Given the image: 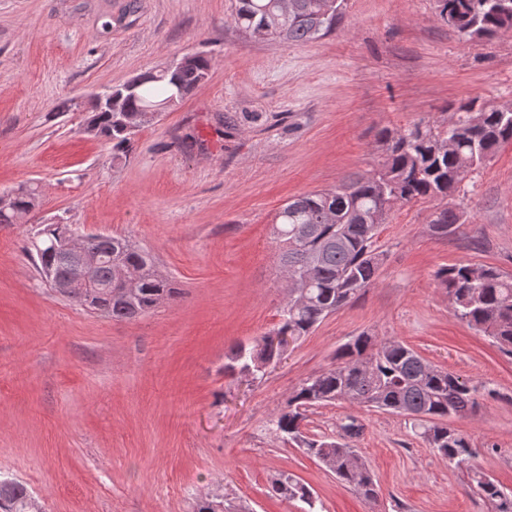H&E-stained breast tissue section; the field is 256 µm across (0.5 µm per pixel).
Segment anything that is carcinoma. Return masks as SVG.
Returning a JSON list of instances; mask_svg holds the SVG:
<instances>
[{"instance_id":"carcinoma-1","label":"carcinoma","mask_w":512,"mask_h":512,"mask_svg":"<svg viewBox=\"0 0 512 512\" xmlns=\"http://www.w3.org/2000/svg\"><path fill=\"white\" fill-rule=\"evenodd\" d=\"M344 0H235L232 19L248 37L307 43L336 31ZM437 19L466 39L490 40L512 29V9L503 0H437ZM209 60L193 55L164 76L145 74L111 90L115 108L95 103L87 132L112 143L115 157L129 153L134 133L125 119H138V129L154 124L157 110H168L204 81ZM449 117L415 123L405 128H384L378 134L382 160L372 171L353 174L333 190L303 193L285 203L273 220V234L281 246L282 268L288 274V301L281 309L277 330L295 339L309 335L325 318L371 287L381 269L384 253L376 246L380 229L398 203L421 199L443 201L485 164L505 143H512V103L493 104L476 97L450 107ZM39 205L34 190L15 197L0 211V224L13 223L17 211ZM461 212L444 205L432 215L430 231L438 237L452 233ZM34 244L40 273L68 269V243L78 230L66 224L43 231ZM84 249L99 256L98 278L111 281L119 266L140 271L134 296L102 292L86 302L87 309L114 320L145 315L181 292L158 271L150 253L119 235L83 234ZM448 293L455 315L469 327L492 339L512 355V275L485 264H455L436 274ZM275 353L264 338L247 348L236 346L224 370L261 372ZM492 390L469 384L446 368L423 358L395 340L362 335L337 353L336 366L302 380L273 420L276 434L314 457L325 458L326 468L374 503L381 494L369 464L347 442L312 438L302 431L306 412L317 405L346 400L365 407L411 418L428 447L464 469L470 486L494 505V512H512L507 493L484 471L471 464L470 440L448 421L475 410L481 393ZM271 489L288 500H299L313 512L310 489L280 473ZM32 496L27 487L0 481V512H29Z\"/></svg>"}]
</instances>
